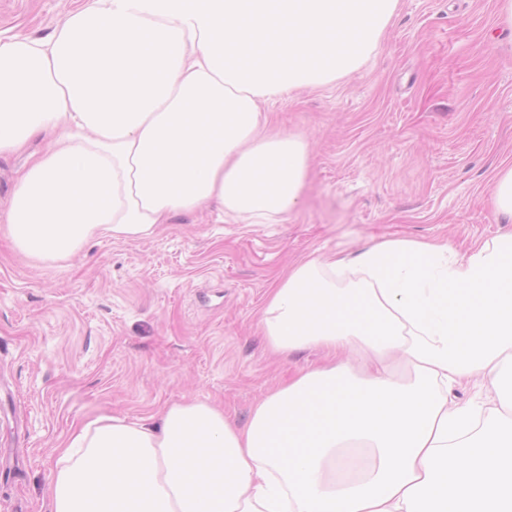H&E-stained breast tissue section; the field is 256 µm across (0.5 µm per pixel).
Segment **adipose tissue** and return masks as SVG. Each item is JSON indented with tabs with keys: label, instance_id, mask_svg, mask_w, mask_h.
<instances>
[{
	"label": "adipose tissue",
	"instance_id": "obj_1",
	"mask_svg": "<svg viewBox=\"0 0 512 512\" xmlns=\"http://www.w3.org/2000/svg\"><path fill=\"white\" fill-rule=\"evenodd\" d=\"M398 2L82 0L45 39L0 37V154L49 142L5 214L15 246L71 258L214 198L250 224L291 217L309 147L268 133L260 104L360 70ZM261 326L279 353L333 360L242 425L203 402L157 428L86 424L49 512H512V412L448 403L479 377L512 404V235L452 258L401 238L310 258Z\"/></svg>",
	"mask_w": 512,
	"mask_h": 512
}]
</instances>
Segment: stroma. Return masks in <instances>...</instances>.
Segmentation results:
<instances>
[{"label":"stroma","instance_id":"1","mask_svg":"<svg viewBox=\"0 0 512 512\" xmlns=\"http://www.w3.org/2000/svg\"><path fill=\"white\" fill-rule=\"evenodd\" d=\"M74 0H0V36L51 33ZM498 0H400L381 45L332 85L264 102L302 135L297 216L247 224L211 207L150 236H96L35 259L0 223V512H45L56 448L101 416L134 421L205 402L245 423L270 389L319 366L274 354L270 288L311 256L405 238L463 253L512 234L491 196L512 166V30ZM45 144L0 155V213Z\"/></svg>","mask_w":512,"mask_h":512}]
</instances>
